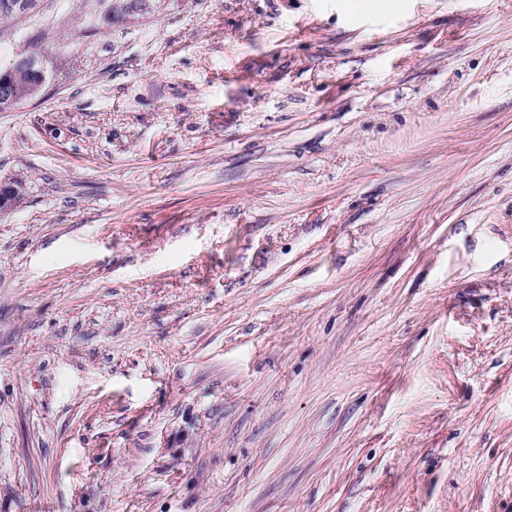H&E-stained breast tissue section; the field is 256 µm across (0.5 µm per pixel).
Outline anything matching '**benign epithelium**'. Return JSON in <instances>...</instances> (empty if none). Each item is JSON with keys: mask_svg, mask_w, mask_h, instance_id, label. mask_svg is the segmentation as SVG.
<instances>
[{"mask_svg": "<svg viewBox=\"0 0 512 512\" xmlns=\"http://www.w3.org/2000/svg\"><path fill=\"white\" fill-rule=\"evenodd\" d=\"M38 0H0V10L13 15H27L36 10ZM44 58L38 52L23 54L0 70V112L14 109L37 96L47 81ZM18 186L0 181V215L11 210L18 197Z\"/></svg>", "mask_w": 512, "mask_h": 512, "instance_id": "obj_1", "label": "benign epithelium"}]
</instances>
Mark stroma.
Listing matches in <instances>:
<instances>
[{"mask_svg": "<svg viewBox=\"0 0 512 512\" xmlns=\"http://www.w3.org/2000/svg\"><path fill=\"white\" fill-rule=\"evenodd\" d=\"M112 3L0 19V512H512V0ZM21 73L34 76L25 91L19 90L16 83V76ZM47 77L44 58L40 53L30 52L17 56L0 70V112L10 111L23 101L37 96L45 86Z\"/></svg>", "mask_w": 512, "mask_h": 512, "instance_id": "obj_1", "label": "stroma"}]
</instances>
